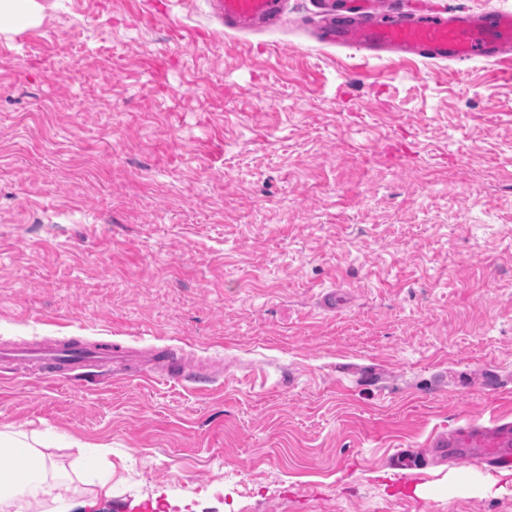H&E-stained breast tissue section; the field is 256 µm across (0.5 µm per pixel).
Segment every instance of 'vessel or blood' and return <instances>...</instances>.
<instances>
[{
	"label": "vessel or blood",
	"instance_id": "1",
	"mask_svg": "<svg viewBox=\"0 0 512 512\" xmlns=\"http://www.w3.org/2000/svg\"><path fill=\"white\" fill-rule=\"evenodd\" d=\"M225 27L253 31L280 25L284 0H212ZM313 35L318 42L356 50L370 57L448 61L474 59L499 62L512 57V12L448 10L431 0H407L396 8L391 0H326ZM35 368L39 380L56 384L97 372L120 381L137 373L144 381L179 383L208 380L200 367L189 366L176 350L136 352L121 347L88 345L78 340L29 347L0 346V363ZM433 447L452 459L505 464L512 462V420L489 427L470 424L437 435Z\"/></svg>",
	"mask_w": 512,
	"mask_h": 512
}]
</instances>
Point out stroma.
<instances>
[{
	"label": "stroma",
	"instance_id": "stroma-1",
	"mask_svg": "<svg viewBox=\"0 0 512 512\" xmlns=\"http://www.w3.org/2000/svg\"><path fill=\"white\" fill-rule=\"evenodd\" d=\"M0 18V343L223 360L192 383L12 371L0 430L76 491L29 512H512L431 436L512 418V66L319 43L316 0H36ZM341 299L318 308L321 291ZM105 447L112 479L80 472ZM224 26L253 31L280 25L285 15L283 0H212Z\"/></svg>",
	"mask_w": 512,
	"mask_h": 512
}]
</instances>
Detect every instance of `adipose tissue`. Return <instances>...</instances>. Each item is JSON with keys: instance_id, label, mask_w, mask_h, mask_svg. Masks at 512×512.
Segmentation results:
<instances>
[{"instance_id": "obj_1", "label": "adipose tissue", "mask_w": 512, "mask_h": 512, "mask_svg": "<svg viewBox=\"0 0 512 512\" xmlns=\"http://www.w3.org/2000/svg\"><path fill=\"white\" fill-rule=\"evenodd\" d=\"M40 444L35 436L0 431V457L10 462L7 470H0V512L19 503H39L70 492L67 482L56 479L54 465Z\"/></svg>"}]
</instances>
